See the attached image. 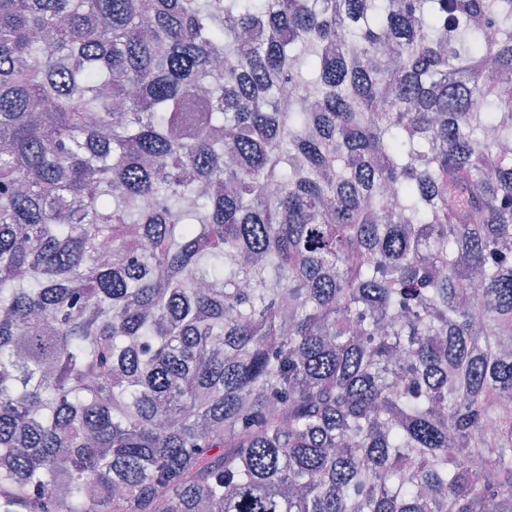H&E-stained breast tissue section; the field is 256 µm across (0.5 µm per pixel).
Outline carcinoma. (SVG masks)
Segmentation results:
<instances>
[{
  "mask_svg": "<svg viewBox=\"0 0 512 512\" xmlns=\"http://www.w3.org/2000/svg\"><path fill=\"white\" fill-rule=\"evenodd\" d=\"M492 71L512 0H0L3 491L512 512Z\"/></svg>",
  "mask_w": 512,
  "mask_h": 512,
  "instance_id": "1",
  "label": "carcinoma"
}]
</instances>
